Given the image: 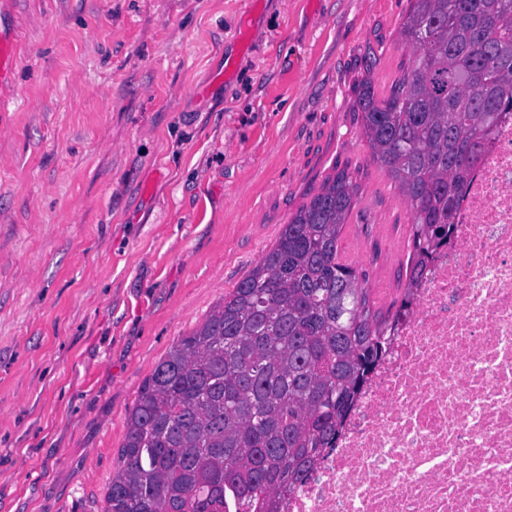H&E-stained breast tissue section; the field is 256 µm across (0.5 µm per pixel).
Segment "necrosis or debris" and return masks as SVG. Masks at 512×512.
<instances>
[{
    "label": "necrosis or debris",
    "mask_w": 512,
    "mask_h": 512,
    "mask_svg": "<svg viewBox=\"0 0 512 512\" xmlns=\"http://www.w3.org/2000/svg\"><path fill=\"white\" fill-rule=\"evenodd\" d=\"M388 354L280 512H512V114Z\"/></svg>",
    "instance_id": "4bbe7bcc"
}]
</instances>
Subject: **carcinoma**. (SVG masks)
<instances>
[{
    "label": "carcinoma",
    "mask_w": 512,
    "mask_h": 512,
    "mask_svg": "<svg viewBox=\"0 0 512 512\" xmlns=\"http://www.w3.org/2000/svg\"><path fill=\"white\" fill-rule=\"evenodd\" d=\"M414 57L389 97L357 90L371 158L412 213L404 297L379 322L338 240L358 197L342 170L204 322L157 364L127 417L102 512H279L333 447L364 377L388 351L462 187L512 110V0H412Z\"/></svg>",
    "instance_id": "carcinoma-1"
}]
</instances>
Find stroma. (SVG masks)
Masks as SVG:
<instances>
[{
	"instance_id": "obj_1",
	"label": "stroma",
	"mask_w": 512,
	"mask_h": 512,
	"mask_svg": "<svg viewBox=\"0 0 512 512\" xmlns=\"http://www.w3.org/2000/svg\"><path fill=\"white\" fill-rule=\"evenodd\" d=\"M410 0H0V512H100L157 363L340 170L369 287L412 214L362 135ZM16 32L11 18L0 14V87L9 84L17 62Z\"/></svg>"
}]
</instances>
